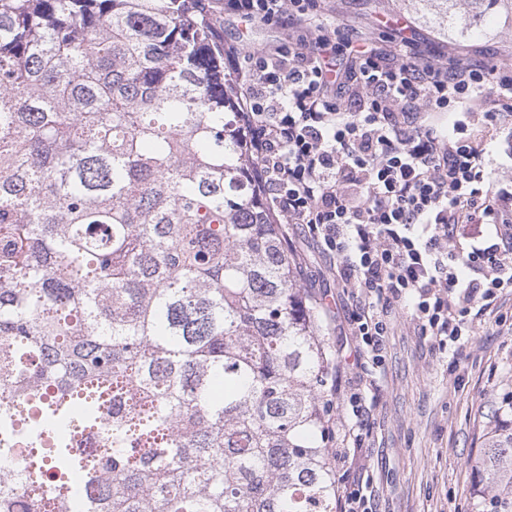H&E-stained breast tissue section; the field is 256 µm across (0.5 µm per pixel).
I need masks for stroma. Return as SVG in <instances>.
I'll use <instances>...</instances> for the list:
<instances>
[{
	"label": "stroma",
	"mask_w": 512,
	"mask_h": 512,
	"mask_svg": "<svg viewBox=\"0 0 512 512\" xmlns=\"http://www.w3.org/2000/svg\"><path fill=\"white\" fill-rule=\"evenodd\" d=\"M345 36L365 34L387 59L414 40L419 55L445 54L481 65L512 63V26L486 12L467 36L439 32L411 0H331ZM486 169L512 186V121L486 142ZM297 276L322 312V333L346 359L345 380L368 389V413L354 455L336 456V481L362 483L373 512H475L478 487L467 460L480 448L479 427L512 385V294L490 311L471 309L473 333L454 348L420 335L412 307L388 309L382 366L355 354L354 303L338 287L332 256L299 224L287 227Z\"/></svg>",
	"instance_id": "35a3bbf8"
}]
</instances>
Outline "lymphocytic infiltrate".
Masks as SVG:
<instances>
[{
  "mask_svg": "<svg viewBox=\"0 0 512 512\" xmlns=\"http://www.w3.org/2000/svg\"><path fill=\"white\" fill-rule=\"evenodd\" d=\"M225 15L280 31L271 46H224L250 167L271 212L337 259L355 303V352L380 362L390 303L411 297L421 335L455 343L469 306L512 288V192L497 188L479 135L431 117L495 120L512 67L415 54L385 60L369 37L340 42L326 0H224ZM496 243L476 246L481 227ZM472 277L460 279L457 266Z\"/></svg>",
  "mask_w": 512,
  "mask_h": 512,
  "instance_id": "f902f5d3",
  "label": "lymphocytic infiltrate"
}]
</instances>
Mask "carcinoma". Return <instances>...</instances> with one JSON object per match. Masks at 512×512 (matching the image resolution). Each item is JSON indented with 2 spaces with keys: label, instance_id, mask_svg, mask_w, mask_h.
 Instances as JSON below:
<instances>
[{
  "label": "carcinoma",
  "instance_id": "obj_1",
  "mask_svg": "<svg viewBox=\"0 0 512 512\" xmlns=\"http://www.w3.org/2000/svg\"><path fill=\"white\" fill-rule=\"evenodd\" d=\"M230 95L202 0H0V512H339L336 350ZM479 439L512 512V389Z\"/></svg>",
  "mask_w": 512,
  "mask_h": 512
}]
</instances>
